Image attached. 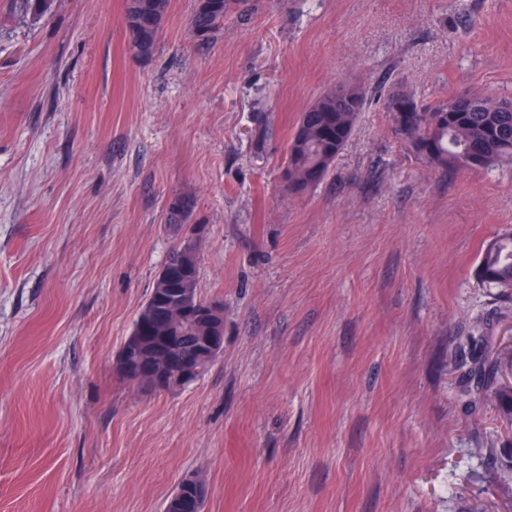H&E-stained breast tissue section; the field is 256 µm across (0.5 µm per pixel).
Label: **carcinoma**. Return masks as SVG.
I'll list each match as a JSON object with an SVG mask.
<instances>
[{
  "label": "carcinoma",
  "instance_id": "cac0c4a2",
  "mask_svg": "<svg viewBox=\"0 0 512 512\" xmlns=\"http://www.w3.org/2000/svg\"><path fill=\"white\" fill-rule=\"evenodd\" d=\"M231 0H196L191 18L195 37L205 40L224 22ZM168 9V0H126L124 26L134 55H140L142 41L156 48ZM357 107L341 112L336 99L325 94L300 116L288 150V190L304 193L314 188L316 174L326 177L331 169L329 158L336 154V138L346 145L357 116L365 106L368 91L352 85ZM469 107L460 109L459 97L453 96L432 105L405 101L422 109L416 125V137H408L415 151L433 166L450 171L489 169L512 160V101L464 94ZM163 268L176 280L188 278L199 282V264L185 267L179 248L168 255ZM478 279L489 286L512 288V233H505L485 248L476 268ZM512 371V354L490 344L473 359L467 377L473 384L464 390L468 404L476 409L492 401L503 417L512 421V387L499 382V375Z\"/></svg>",
  "mask_w": 512,
  "mask_h": 512
}]
</instances>
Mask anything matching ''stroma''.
I'll return each instance as SVG.
<instances>
[{
    "label": "stroma",
    "mask_w": 512,
    "mask_h": 512,
    "mask_svg": "<svg viewBox=\"0 0 512 512\" xmlns=\"http://www.w3.org/2000/svg\"><path fill=\"white\" fill-rule=\"evenodd\" d=\"M125 0H0V512H512V449L470 409L472 336L512 352V294L475 275L512 232V161L437 171L384 110L512 100V0H234L207 40L169 0L150 57ZM371 100L325 179L283 181L298 118ZM198 227L224 351L177 391L115 368L175 243Z\"/></svg>",
    "instance_id": "stroma-1"
}]
</instances>
